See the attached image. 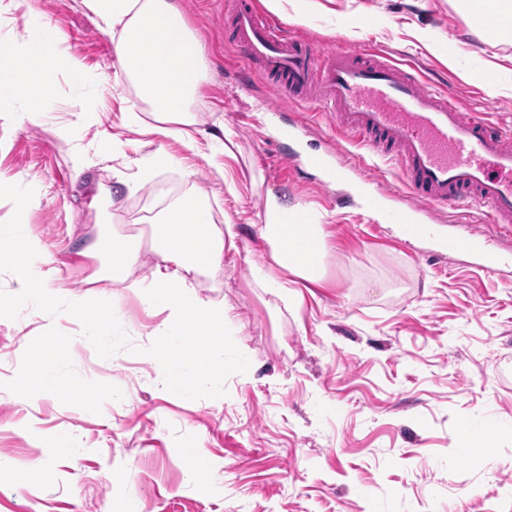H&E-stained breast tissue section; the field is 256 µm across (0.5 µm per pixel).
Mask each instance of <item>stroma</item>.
Masks as SVG:
<instances>
[{
  "label": "stroma",
  "instance_id": "35a3bbf8",
  "mask_svg": "<svg viewBox=\"0 0 512 512\" xmlns=\"http://www.w3.org/2000/svg\"><path fill=\"white\" fill-rule=\"evenodd\" d=\"M177 3L207 49L198 126L232 128V153L202 141L193 157L172 145L178 164L136 196L114 195L104 227L91 199L111 187L113 162L97 160L74 178L80 139L60 127L91 100L103 130L132 140L134 155L159 141L121 122L138 98L129 82L113 83L110 37L76 0H30L33 17L54 24L64 50L103 83L59 76L47 112L0 120V180L15 189L0 198V226L13 223L19 197L38 194L26 222L65 276L0 315V466L13 473L0 487V512H127L132 499L140 512H512V253L491 272L446 243L483 224L485 206L447 214L435 239L371 227L364 176L339 179L308 164L334 135L323 106L277 97L247 71L230 45L227 0ZM276 19L319 51L363 49L411 67L428 87L454 93L463 112L512 131V40L477 36L450 0H283ZM291 123L297 134L284 137ZM188 156L198 169L191 180L180 165ZM194 186L210 195L216 224L238 233L223 272L199 279L201 297L226 310V340L213 345L228 366L219 399L202 378L183 392L163 387L155 364L163 315L137 291L100 279L99 261L80 253L108 230L139 247L134 276L149 279L150 221ZM271 193L333 216L326 275L298 307L252 277L268 253L256 225ZM57 290L114 296L113 334L101 342L86 335L84 316L57 318ZM61 335L68 345H56ZM49 357L57 391L35 382L14 396L10 376ZM486 427L498 431L492 444L469 447L466 432ZM190 442L205 456L193 475L181 457ZM38 464L52 478L39 479Z\"/></svg>",
  "mask_w": 512,
  "mask_h": 512
}]
</instances>
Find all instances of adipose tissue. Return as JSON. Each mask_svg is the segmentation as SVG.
<instances>
[{"instance_id":"ef3b65f1","label":"adipose tissue","mask_w":512,"mask_h":512,"mask_svg":"<svg viewBox=\"0 0 512 512\" xmlns=\"http://www.w3.org/2000/svg\"><path fill=\"white\" fill-rule=\"evenodd\" d=\"M96 28L112 41L115 78L129 81L140 107L126 108L125 128L155 135L162 143L154 151L131 160L126 140L106 139L103 151L115 159L112 184L115 191L133 195L175 163L169 143L193 148L195 95L206 78L207 58L200 39L190 30L175 0H78ZM456 10L481 21L486 12L497 18L495 35L512 37V0H453ZM63 38L53 25L0 37V119H34L50 106L59 74L82 84H98L96 75L66 55ZM35 197L22 198L8 237L9 258L18 272L15 303L28 300L34 284L50 287L62 279V271L49 267L39 275L29 272L33 257L46 255L47 244L25 222V212ZM328 214L308 205L291 203L268 194L259 236L269 248L271 268H255V281L278 299L297 304L302 295L295 283L319 284L328 256L325 227ZM236 234L232 225L215 223L207 193L200 189L169 202L154 221L151 251L155 265L149 281L135 279L140 252L112 235L101 233L88 241L85 255L101 263V275L113 284L139 289L145 302L166 311V343L156 365L168 390L182 391L197 377L207 379L213 396L224 393V361L208 346L184 352V338L223 336L224 308L204 301L196 290L200 275L224 269V251ZM56 316L67 319L88 315V331L97 337L118 322L114 300L91 293L67 294L56 301Z\"/></svg>"}]
</instances>
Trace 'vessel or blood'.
<instances>
[{
	"label": "vessel or blood",
	"mask_w": 512,
	"mask_h": 512,
	"mask_svg": "<svg viewBox=\"0 0 512 512\" xmlns=\"http://www.w3.org/2000/svg\"><path fill=\"white\" fill-rule=\"evenodd\" d=\"M233 47L252 69L274 81L278 94L330 104L336 129L358 150L349 166L368 156L397 161L404 190L375 191L389 222L412 240L436 238L435 207L476 201L498 228L499 249L512 250V134L481 114L461 112L456 97L430 90L420 79L378 54L354 50L319 53L287 37L236 0ZM488 234L470 228L449 238L450 249L486 258Z\"/></svg>",
	"instance_id": "obj_1"
}]
</instances>
